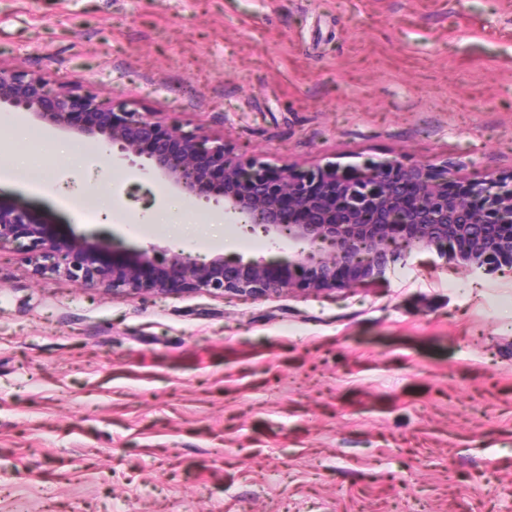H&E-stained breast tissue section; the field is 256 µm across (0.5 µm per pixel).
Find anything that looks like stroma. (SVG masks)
Masks as SVG:
<instances>
[{"mask_svg": "<svg viewBox=\"0 0 512 512\" xmlns=\"http://www.w3.org/2000/svg\"><path fill=\"white\" fill-rule=\"evenodd\" d=\"M0 64L309 169L512 173V0H0ZM54 162L36 190L4 171ZM150 162L0 104V201L133 256H288ZM118 193L84 223L57 188ZM182 202L191 230L157 224ZM512 512V272L336 294L89 291L0 248V512Z\"/></svg>", "mask_w": 512, "mask_h": 512, "instance_id": "stroma-1", "label": "stroma"}]
</instances>
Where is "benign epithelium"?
Returning <instances> with one entry per match:
<instances>
[{"label": "benign epithelium", "instance_id": "obj_1", "mask_svg": "<svg viewBox=\"0 0 512 512\" xmlns=\"http://www.w3.org/2000/svg\"><path fill=\"white\" fill-rule=\"evenodd\" d=\"M151 160L147 173L190 199H224L265 235L302 244L280 263L243 262L224 254L208 262L174 255L158 264L79 242L21 208L0 202V246L29 239L35 271L50 270L85 288L117 295L202 291L214 296L336 293L385 277L391 264L433 249L470 272L512 270V173L467 183L448 164L368 161L349 171L338 164L311 170L244 158L224 140L185 135L154 112H129L92 89L41 73L0 66V103Z\"/></svg>", "mask_w": 512, "mask_h": 512}]
</instances>
